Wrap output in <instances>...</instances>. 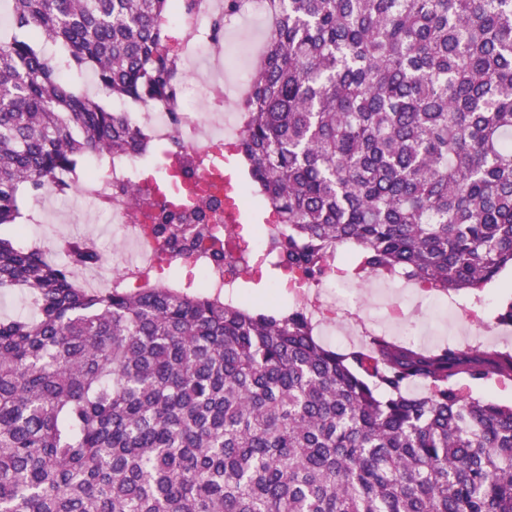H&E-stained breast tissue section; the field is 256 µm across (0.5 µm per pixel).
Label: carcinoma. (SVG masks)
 Returning a JSON list of instances; mask_svg holds the SVG:
<instances>
[{
  "instance_id": "carcinoma-1",
  "label": "carcinoma",
  "mask_w": 512,
  "mask_h": 512,
  "mask_svg": "<svg viewBox=\"0 0 512 512\" xmlns=\"http://www.w3.org/2000/svg\"><path fill=\"white\" fill-rule=\"evenodd\" d=\"M0 512H512V406L459 380H512V352L373 336L336 352L296 307L259 312L145 278L103 290L20 246L18 194L66 193L88 156L152 136L72 92L173 102L162 23L200 0H3ZM240 154L277 216L279 266L480 290L512 265V0H271ZM177 255L202 227H155ZM426 387L423 394L408 388ZM35 305L26 294L19 292L0 295V317L13 318L15 316H33Z\"/></svg>"
}]
</instances>
